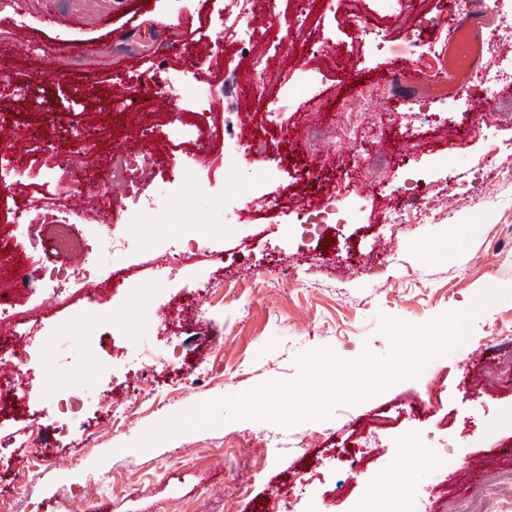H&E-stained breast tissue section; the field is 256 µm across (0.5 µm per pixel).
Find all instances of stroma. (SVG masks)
I'll return each mask as SVG.
<instances>
[{"instance_id":"obj_1","label":"stroma","mask_w":512,"mask_h":512,"mask_svg":"<svg viewBox=\"0 0 512 512\" xmlns=\"http://www.w3.org/2000/svg\"><path fill=\"white\" fill-rule=\"evenodd\" d=\"M223 2L0 5V24L28 42L15 53L0 40V141L16 142L0 160V286L37 263L15 307L65 325L54 336L42 322L0 337L1 346L39 348L33 375L42 383L21 403L24 380L0 377V512H272L283 503L291 512H383L379 485L399 512H440L433 487L441 481L463 489L455 512H480L465 487L483 479L484 463L512 459V377L480 382L499 356L492 330L512 322V300L479 314L469 339L419 379L339 407L331 420L287 429L291 449L266 447L277 425L252 420L135 449L172 415L294 378L302 351L385 354L377 313L423 323L468 309L485 289L512 288V0H495L498 23L483 32L494 51L467 83L435 97L390 75L412 57L442 73L449 30L422 24L420 15L456 17L453 0H363L362 14L377 20L368 37L358 35L342 0H269L267 20L251 26L241 51L262 55L252 81L265 87V99L244 94L241 53H214L200 70L216 89L209 110L223 128L208 152H233L245 133L263 149L229 167H200L191 184L180 155L199 147L169 140L167 130L195 106L167 78L191 60L192 43H215L211 20ZM187 14L188 41L176 27ZM305 14L313 24L298 23ZM44 69L60 72V82L39 80ZM304 73L314 80L312 95L289 93ZM131 112L145 118L157 163L147 171L130 164L110 191L124 199L180 186L168 208L141 211L129 224L119 210L109 224L73 225L64 244L50 227L18 228L27 196L58 197L77 180L106 179L100 157L141 141ZM353 114L359 128L349 137ZM80 138L88 154L76 173L47 168V156L75 151ZM259 193L276 202L247 220L219 209ZM415 195L423 217L387 223ZM328 196L337 201L335 218L303 223ZM442 235L447 250L438 258L432 244ZM112 236L141 244L115 275L112 295L56 309L65 280L53 270L97 262L98 241ZM173 238L202 244L206 257L162 265ZM149 361L158 369L146 376ZM71 389L81 391L83 407L66 433L56 401ZM427 390L431 413L411 414V401ZM390 409L401 418L382 437L378 460L362 474L341 470L336 450L356 423ZM311 459L313 479L298 482L297 466ZM401 470L408 482L395 481ZM247 479L249 495L236 498L237 482Z\"/></svg>"}]
</instances>
